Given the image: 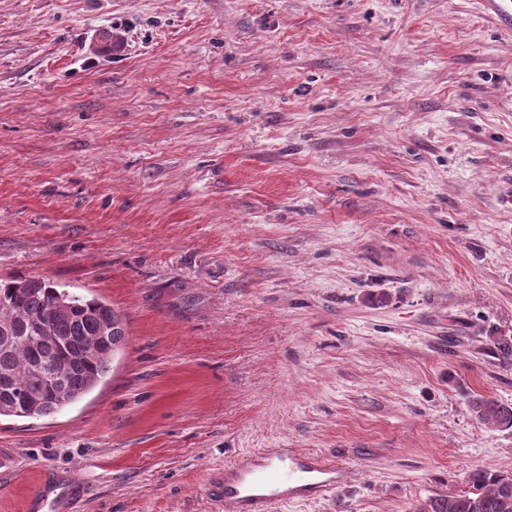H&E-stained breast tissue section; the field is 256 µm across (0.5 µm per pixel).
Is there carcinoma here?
Returning a JSON list of instances; mask_svg holds the SVG:
<instances>
[{
	"label": "carcinoma",
	"mask_w": 512,
	"mask_h": 512,
	"mask_svg": "<svg viewBox=\"0 0 512 512\" xmlns=\"http://www.w3.org/2000/svg\"><path fill=\"white\" fill-rule=\"evenodd\" d=\"M124 316L110 303L45 277L0 278V416L55 414L87 394L126 344ZM53 382L55 395L42 390ZM477 420L512 428V404L473 397ZM473 490L433 498L421 512H512V479L475 471Z\"/></svg>",
	"instance_id": "1"
}]
</instances>
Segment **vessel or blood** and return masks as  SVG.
I'll return each instance as SVG.
<instances>
[{"label": "vessel or blood", "mask_w": 512, "mask_h": 512, "mask_svg": "<svg viewBox=\"0 0 512 512\" xmlns=\"http://www.w3.org/2000/svg\"><path fill=\"white\" fill-rule=\"evenodd\" d=\"M344 474L342 465L287 450L225 470L213 489L228 512H270L273 504L335 489Z\"/></svg>", "instance_id": "b4317fda"}]
</instances>
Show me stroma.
Here are the masks:
<instances>
[{"mask_svg": "<svg viewBox=\"0 0 512 512\" xmlns=\"http://www.w3.org/2000/svg\"><path fill=\"white\" fill-rule=\"evenodd\" d=\"M119 34L116 45L101 39ZM512 31L485 0H0V277L128 338L0 417V512H225L273 448L344 465L273 512H419L512 478ZM469 405L477 420L490 428H512V404L492 398L472 397Z\"/></svg>", "mask_w": 512, "mask_h": 512, "instance_id": "stroma-1", "label": "stroma"}]
</instances>
